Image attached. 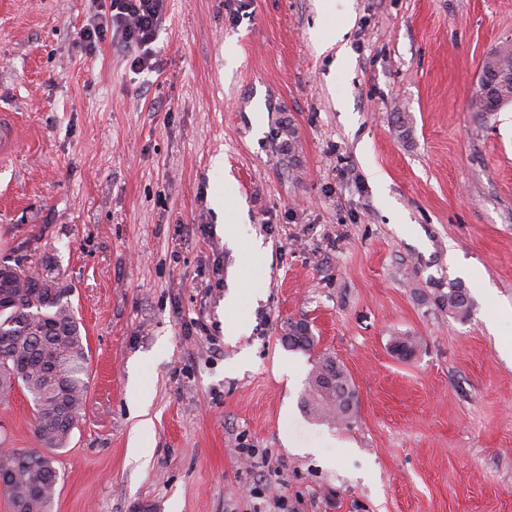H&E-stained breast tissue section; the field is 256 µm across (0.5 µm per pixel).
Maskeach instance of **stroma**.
<instances>
[{
	"instance_id": "1",
	"label": "stroma",
	"mask_w": 512,
	"mask_h": 512,
	"mask_svg": "<svg viewBox=\"0 0 512 512\" xmlns=\"http://www.w3.org/2000/svg\"><path fill=\"white\" fill-rule=\"evenodd\" d=\"M89 6L0 0V260L37 251L88 345L53 512H512V104L470 108L512 0H165L140 74L80 51ZM296 319L353 379L345 421L303 408ZM32 423L0 401V444ZM17 129L9 114L0 115V165L6 164L16 151ZM437 305L448 310V315L467 320L472 311V302L467 289L459 281H449L448 291L442 289L436 296Z\"/></svg>"
}]
</instances>
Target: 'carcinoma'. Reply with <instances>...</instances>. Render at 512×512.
<instances>
[{"label":"carcinoma","mask_w":512,"mask_h":512,"mask_svg":"<svg viewBox=\"0 0 512 512\" xmlns=\"http://www.w3.org/2000/svg\"><path fill=\"white\" fill-rule=\"evenodd\" d=\"M512 59V43L504 42L491 50L481 74L496 69ZM512 103V86L504 83L495 89L494 97L479 104L484 112L498 111ZM32 258L13 263L0 262V394L8 395L21 387L31 401L36 448H11L0 453V489L10 503L21 502L24 512H52L59 474L45 467V458L53 456L68 442L72 428L87 395V367L64 381V390L51 391L52 379L47 367L87 362L79 322L68 302L71 288L49 270L39 273ZM437 305L448 315L466 320L472 311L467 289L459 281L448 282V290L436 296ZM295 322L284 330V341L291 351L311 352L314 336L296 338ZM64 396V422H51L59 396ZM355 390L346 369L336 357L321 353L313 360L307 380L304 408L311 417L329 423L342 422L351 415Z\"/></svg>","instance_id":"cac0c4a2"}]
</instances>
